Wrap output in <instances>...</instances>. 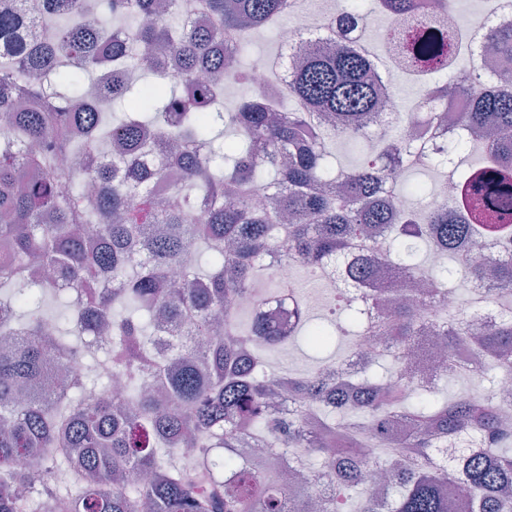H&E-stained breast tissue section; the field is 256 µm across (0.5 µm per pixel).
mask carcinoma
<instances>
[{
    "label": "carcinoma",
    "instance_id": "1",
    "mask_svg": "<svg viewBox=\"0 0 512 512\" xmlns=\"http://www.w3.org/2000/svg\"><path fill=\"white\" fill-rule=\"evenodd\" d=\"M30 2L0 10V512H311L305 490L282 479L279 456L244 460L236 449L246 445L281 446L296 477L327 479L333 491L318 512H512V429L496 394L439 397V383L460 374L512 371V314L483 322L463 308L441 320L448 362L433 386L398 357L385 374L365 366L356 379L334 366L294 376L266 363L296 341L354 348L364 312L351 289L371 276L378 232L401 281H425L430 299L476 279L480 267L464 264L476 243L512 241V70L491 81L472 69L448 74L453 35L424 31L423 16L452 0L345 2L365 18L404 16L403 29L384 25L377 41L407 73L458 86L465 111L455 122L469 134L436 153L389 112L375 55L341 43L331 53L310 44L288 69L285 96H244L224 111L227 80L247 82L248 37L277 29L286 0H196L202 27L180 0H112L123 39L80 24L82 0ZM32 15L52 39L29 36ZM487 38L512 50V31ZM159 50L179 56L176 74L153 69ZM439 96L423 86L419 124L437 119ZM118 101L128 115L113 124ZM338 137L360 148L359 165L329 161ZM480 150L501 164L485 204L455 216L407 207L426 187L400 179L403 167L455 172ZM80 154L62 174L60 162ZM430 249L443 257L434 267L421 258ZM279 263L338 273L344 322L312 320L303 282L271 273ZM245 294L293 295L292 326L226 307ZM48 296L65 299L66 315L45 336ZM365 300L381 310L371 330L415 353L419 303L388 288ZM105 330L103 363L122 391L92 396L95 367L61 377L56 354L84 361L97 353L85 338ZM460 344L473 365L457 359ZM281 390L293 405L286 421L272 403ZM30 454L43 457L41 470L18 467ZM355 458L394 470L384 497L361 489Z\"/></svg>",
    "mask_w": 512,
    "mask_h": 512
}]
</instances>
